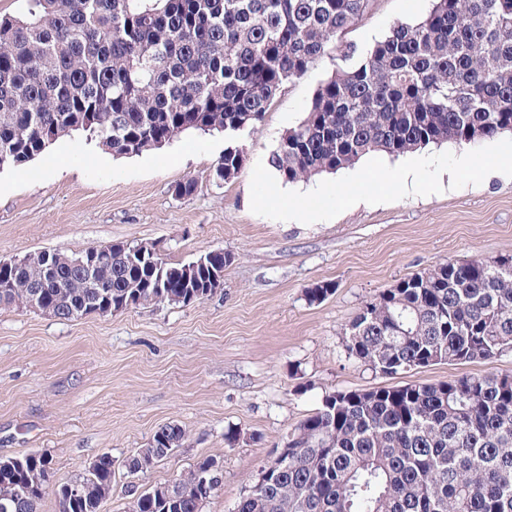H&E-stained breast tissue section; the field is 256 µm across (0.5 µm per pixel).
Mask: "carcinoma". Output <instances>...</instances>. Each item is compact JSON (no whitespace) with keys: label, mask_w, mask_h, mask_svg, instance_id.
<instances>
[{"label":"carcinoma","mask_w":512,"mask_h":512,"mask_svg":"<svg viewBox=\"0 0 512 512\" xmlns=\"http://www.w3.org/2000/svg\"><path fill=\"white\" fill-rule=\"evenodd\" d=\"M0 16V168L20 167L58 139L85 132L116 156L138 155L188 129L231 136L262 121L277 95L318 59L342 62L304 120L268 156L286 182L430 144L478 143L512 131V0H434L367 51L342 40L371 0H26ZM230 145L216 176L239 173ZM0 269V307L72 319L103 302L173 303L184 264L149 274L112 254L105 269L51 253ZM350 356L397 374L512 351V255L448 261L365 302L345 332ZM170 425L122 461L145 472L183 445ZM288 464L243 494L235 512H512V373L336 391L288 434ZM0 468V506L40 512L34 484L46 453ZM117 460L103 453L77 481L83 500L59 512H99ZM206 456L141 493L135 512H202L196 475Z\"/></svg>","instance_id":"1"}]
</instances>
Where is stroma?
<instances>
[{
	"instance_id": "stroma-1",
	"label": "stroma",
	"mask_w": 512,
	"mask_h": 512,
	"mask_svg": "<svg viewBox=\"0 0 512 512\" xmlns=\"http://www.w3.org/2000/svg\"><path fill=\"white\" fill-rule=\"evenodd\" d=\"M431 8L432 0H373L345 39L369 49ZM335 68L332 58L317 60L260 123L232 138L191 129L117 157L76 132L24 166L0 170L2 258L111 243H142L171 262L219 249L227 258L223 287L189 305L70 320L0 308V458L48 454L57 481H68L100 454L124 459L174 423L187 433L184 444L146 472L118 468L101 512H133L139 492L212 454L223 461L224 481L202 512H234L273 449L325 394L512 373V351L389 376L349 357L345 330L378 291L439 262L512 254V171L473 178L460 170L463 160L511 148L512 131L419 149L413 180L351 203L333 185L357 184L373 164L394 171L406 159L376 153L284 183L268 155ZM232 144L245 160L222 180L215 166ZM189 179L195 192L178 195ZM321 283L332 292L310 301L309 288Z\"/></svg>"
}]
</instances>
